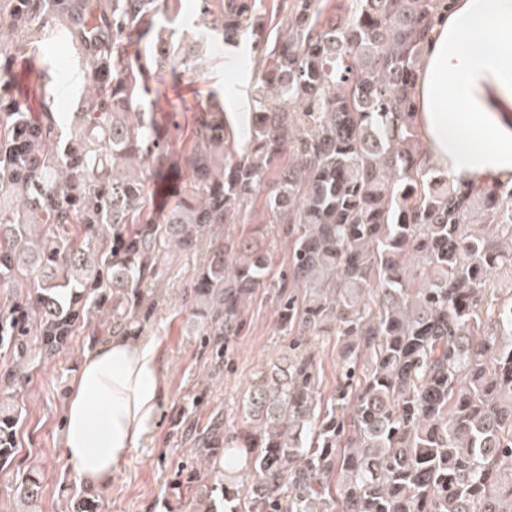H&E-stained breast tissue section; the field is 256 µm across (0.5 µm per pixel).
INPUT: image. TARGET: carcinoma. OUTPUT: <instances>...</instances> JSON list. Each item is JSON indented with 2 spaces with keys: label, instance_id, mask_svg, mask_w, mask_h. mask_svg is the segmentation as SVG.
Listing matches in <instances>:
<instances>
[{
  "label": "carcinoma",
  "instance_id": "cac0c4a2",
  "mask_svg": "<svg viewBox=\"0 0 512 512\" xmlns=\"http://www.w3.org/2000/svg\"><path fill=\"white\" fill-rule=\"evenodd\" d=\"M446 0H283L269 41L255 0H200L195 37L162 36L180 0H0V80L58 37L84 89L63 123L0 94V394L81 329L137 336L175 252L206 250L188 295L224 360L270 254L227 229L288 239L276 288L290 337L261 371L237 429L193 439L217 512H512V186L450 180L416 122L422 48ZM250 45L258 80L246 147L230 148L217 98L191 143L160 142L161 70L208 63V45ZM187 173L149 212L152 186ZM305 289L298 298L297 289ZM337 336L336 400L316 394L313 341ZM19 414L0 402V463ZM224 456V467L216 460ZM337 488H332V481ZM41 494L32 467L17 488Z\"/></svg>",
  "mask_w": 512,
  "mask_h": 512
}]
</instances>
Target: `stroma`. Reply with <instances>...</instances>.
I'll return each mask as SVG.
<instances>
[{"label": "stroma", "instance_id": "35a3bbf8", "mask_svg": "<svg viewBox=\"0 0 512 512\" xmlns=\"http://www.w3.org/2000/svg\"><path fill=\"white\" fill-rule=\"evenodd\" d=\"M216 52L194 80L168 82L167 101L153 114L172 150L188 143L194 112L206 105L209 96L221 98L234 124L245 122L255 84L249 58L229 46H217ZM38 66L49 71L52 82L42 84L25 75L16 81L17 87L26 90L30 108H37L41 95L47 94L56 111H75L84 79L73 48L63 40L42 45ZM202 261L199 253L170 258L156 286L158 305L142 335L157 344L161 356L164 394L159 420L111 481L97 487L101 512H192L193 503L209 493L204 484L186 479L196 466L194 434L204 430L217 413L225 415L229 424H238L244 392L260 371L278 363L288 343L279 327L277 291L264 288L247 308L242 332L228 339L224 365L215 366L183 301ZM88 350V336L78 334L70 349L39 368L20 390L18 453L11 466L0 468V512H20L14 490L33 466L41 472L38 512H65L70 499L84 491L61 454V441L71 384Z\"/></svg>", "mask_w": 512, "mask_h": 512}]
</instances>
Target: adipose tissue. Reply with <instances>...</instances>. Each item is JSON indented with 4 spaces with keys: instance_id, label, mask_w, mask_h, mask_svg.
<instances>
[{
    "instance_id": "obj_1",
    "label": "adipose tissue",
    "mask_w": 512,
    "mask_h": 512,
    "mask_svg": "<svg viewBox=\"0 0 512 512\" xmlns=\"http://www.w3.org/2000/svg\"><path fill=\"white\" fill-rule=\"evenodd\" d=\"M416 100L433 165L454 180L512 183V0H450L424 47ZM161 400L153 342L117 335L86 354L61 448L82 483L111 481Z\"/></svg>"
}]
</instances>
